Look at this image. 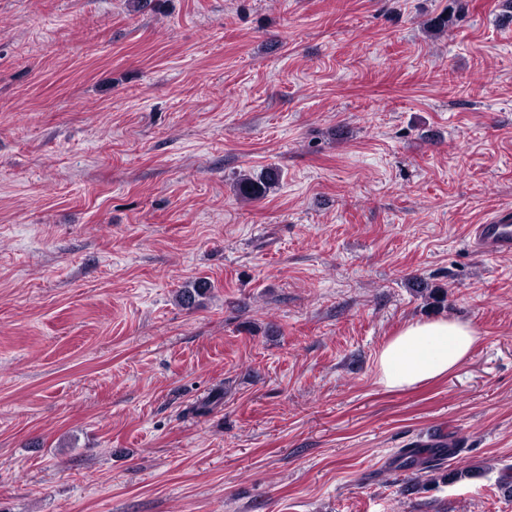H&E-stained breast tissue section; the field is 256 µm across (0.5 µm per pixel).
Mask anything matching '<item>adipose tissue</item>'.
<instances>
[{
    "mask_svg": "<svg viewBox=\"0 0 512 512\" xmlns=\"http://www.w3.org/2000/svg\"><path fill=\"white\" fill-rule=\"evenodd\" d=\"M478 333L470 323L451 318L406 322L376 358L378 385L407 390L437 380L471 355Z\"/></svg>",
    "mask_w": 512,
    "mask_h": 512,
    "instance_id": "1",
    "label": "adipose tissue"
}]
</instances>
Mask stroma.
<instances>
[{"label":"stroma","instance_id":"1","mask_svg":"<svg viewBox=\"0 0 512 512\" xmlns=\"http://www.w3.org/2000/svg\"><path fill=\"white\" fill-rule=\"evenodd\" d=\"M506 207L504 0H0V512H512ZM278 181V174L270 170L260 176L242 174L236 181L237 193L248 200H259L265 197ZM472 243L491 254L512 252V210L496 211L484 224L472 227ZM477 339L473 326L458 319L410 320L377 354L376 382L407 390L437 380L470 357Z\"/></svg>","mask_w":512,"mask_h":512}]
</instances>
